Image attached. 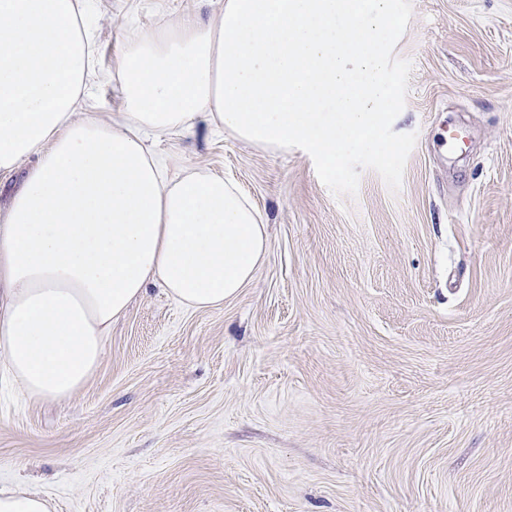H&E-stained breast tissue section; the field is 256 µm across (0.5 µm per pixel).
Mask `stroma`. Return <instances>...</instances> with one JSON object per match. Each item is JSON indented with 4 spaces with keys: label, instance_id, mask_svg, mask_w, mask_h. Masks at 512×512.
<instances>
[{
    "label": "stroma",
    "instance_id": "1",
    "mask_svg": "<svg viewBox=\"0 0 512 512\" xmlns=\"http://www.w3.org/2000/svg\"><path fill=\"white\" fill-rule=\"evenodd\" d=\"M393 149L198 135L269 250L223 306L148 286L63 400L0 369V491L49 512H512V0H392ZM187 0H94L82 112L121 117L113 31ZM468 139L449 153V123Z\"/></svg>",
    "mask_w": 512,
    "mask_h": 512
}]
</instances>
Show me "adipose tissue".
Wrapping results in <instances>:
<instances>
[{
	"instance_id": "1",
	"label": "adipose tissue",
	"mask_w": 512,
	"mask_h": 512,
	"mask_svg": "<svg viewBox=\"0 0 512 512\" xmlns=\"http://www.w3.org/2000/svg\"><path fill=\"white\" fill-rule=\"evenodd\" d=\"M391 0H216L115 33L121 120L82 116L91 0H0V173L33 166L0 215V368L63 399L152 284L214 308L249 284L268 226L232 182L149 136L229 131L328 162L378 137Z\"/></svg>"
}]
</instances>
